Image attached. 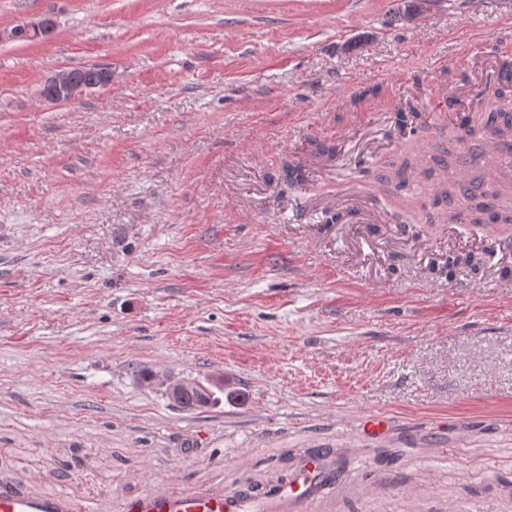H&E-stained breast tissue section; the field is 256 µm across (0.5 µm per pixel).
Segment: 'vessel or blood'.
<instances>
[{
    "label": "vessel or blood",
    "mask_w": 512,
    "mask_h": 512,
    "mask_svg": "<svg viewBox=\"0 0 512 512\" xmlns=\"http://www.w3.org/2000/svg\"><path fill=\"white\" fill-rule=\"evenodd\" d=\"M494 156L503 167L512 166V141L482 139L459 150V177H466L473 162ZM336 476L322 456L307 460L301 470L273 496L249 499L227 495L223 489H207L191 494L176 490H160L150 495L125 500L113 512H308L313 498ZM0 512H97L83 483L69 490L33 498L13 488L0 487Z\"/></svg>",
    "instance_id": "vessel-or-blood-1"
}]
</instances>
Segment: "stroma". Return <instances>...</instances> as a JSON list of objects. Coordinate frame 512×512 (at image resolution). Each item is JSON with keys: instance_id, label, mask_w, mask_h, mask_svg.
<instances>
[{"instance_id": "obj_1", "label": "stroma", "mask_w": 512, "mask_h": 512, "mask_svg": "<svg viewBox=\"0 0 512 512\" xmlns=\"http://www.w3.org/2000/svg\"><path fill=\"white\" fill-rule=\"evenodd\" d=\"M0 0V485L83 483L101 512L157 488L274 485L328 452L310 512H512V225L375 199L381 239L328 218L487 92L461 42H512V0ZM111 86L48 103L61 68ZM368 86L376 97L355 101ZM417 106L401 133L377 100ZM334 144L324 161L313 141ZM310 179L284 186L285 165ZM152 371L148 386L139 373ZM245 402L183 411L166 378ZM388 432L364 430L374 412ZM56 23L51 15H32L20 24L0 28V42L45 41L55 32Z\"/></svg>"}]
</instances>
